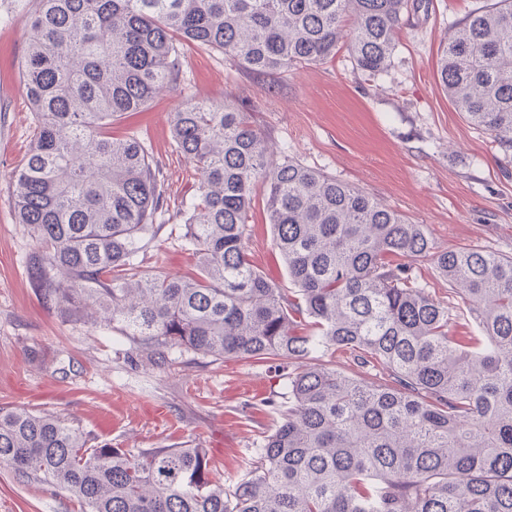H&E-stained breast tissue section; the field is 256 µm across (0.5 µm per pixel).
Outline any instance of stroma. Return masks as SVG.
<instances>
[{
    "label": "stroma",
    "mask_w": 512,
    "mask_h": 512,
    "mask_svg": "<svg viewBox=\"0 0 512 512\" xmlns=\"http://www.w3.org/2000/svg\"><path fill=\"white\" fill-rule=\"evenodd\" d=\"M482 3L410 0L394 65L373 80L344 47L323 63L271 75L245 71L214 49L183 47L179 83L107 130L141 141L167 190L161 227L138 257L141 269L196 272L198 259L182 242V205L197 194L199 176L172 144L171 119L186 102L227 98L277 151L424 225L435 252L472 247L512 257V150L467 123L437 76L446 33ZM29 11L25 5L9 12L0 25V406L58 415L115 447L206 448L225 484H234L278 424L295 364L175 349L168 365L154 366L120 329L44 304L29 275L36 243L15 220L13 195V172L33 134L20 73ZM246 248L269 281L291 288L261 197ZM0 512L79 507L66 492L0 467Z\"/></svg>",
    "instance_id": "obj_1"
}]
</instances>
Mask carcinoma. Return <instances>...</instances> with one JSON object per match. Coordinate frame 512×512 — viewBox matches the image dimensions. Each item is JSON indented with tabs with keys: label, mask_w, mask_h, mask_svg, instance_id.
<instances>
[{
	"label": "carcinoma",
	"mask_w": 512,
	"mask_h": 512,
	"mask_svg": "<svg viewBox=\"0 0 512 512\" xmlns=\"http://www.w3.org/2000/svg\"><path fill=\"white\" fill-rule=\"evenodd\" d=\"M409 0H34L21 75L35 116L14 175L42 299L120 327L156 366L174 348L279 358L349 350L288 376L280 421L232 486L206 448H115L55 415L0 407V466L68 492L87 512H512V258L439 254L422 224L332 176L276 157L229 99L188 103L175 149L200 177L183 203L185 277L144 272L165 191L146 147L107 135L179 77L181 47L254 74L320 63L345 44L387 72ZM442 90L512 148V0H491L443 41ZM263 189L294 288L245 246ZM432 258L477 334L451 330L402 260ZM381 368L388 380H378ZM313 360L309 359L306 360L307 362L316 363L319 362V360L322 361H329L330 364L334 365L336 369L339 371H342L347 374H355L358 373L361 369L358 367V361L354 358L353 354H350V352L345 351H336L335 354H331V352H328L326 354L317 353L313 354Z\"/></svg>",
	"instance_id": "cac0c4a2"
}]
</instances>
